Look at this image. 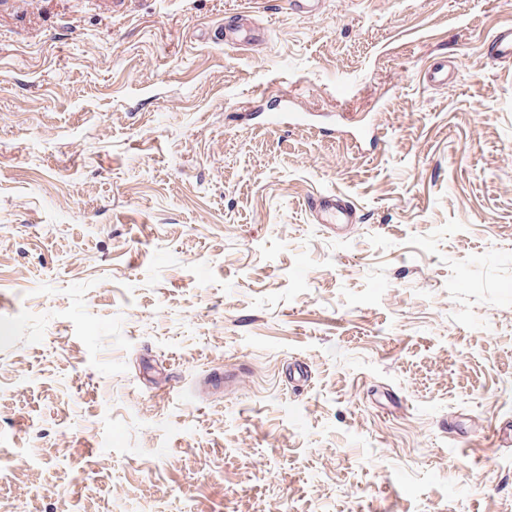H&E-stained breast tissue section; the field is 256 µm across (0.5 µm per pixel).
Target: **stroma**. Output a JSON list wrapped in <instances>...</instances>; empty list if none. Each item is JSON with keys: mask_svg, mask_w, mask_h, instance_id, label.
Here are the masks:
<instances>
[{"mask_svg": "<svg viewBox=\"0 0 512 512\" xmlns=\"http://www.w3.org/2000/svg\"><path fill=\"white\" fill-rule=\"evenodd\" d=\"M507 23L0 0V512H512ZM315 223L317 224H354L356 213L351 205L336 194L313 199L309 203Z\"/></svg>", "mask_w": 512, "mask_h": 512, "instance_id": "obj_1", "label": "stroma"}]
</instances>
